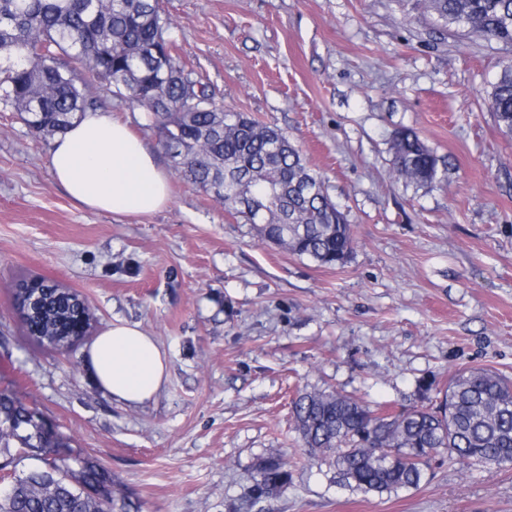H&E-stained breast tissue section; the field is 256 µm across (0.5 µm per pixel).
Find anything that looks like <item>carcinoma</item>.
<instances>
[{"mask_svg": "<svg viewBox=\"0 0 512 512\" xmlns=\"http://www.w3.org/2000/svg\"><path fill=\"white\" fill-rule=\"evenodd\" d=\"M436 23L512 46V0H415ZM161 0H0V107L52 136L97 109L95 86L138 106L175 171L251 223L263 240L321 265L346 262L353 238L324 181L282 131L226 112L178 54ZM491 106L512 135V59L501 64ZM393 175L428 187L440 158L409 130L392 139ZM84 313L71 291L45 295L23 316L28 332L52 348L59 326ZM292 414L311 458L325 457L345 486L362 494L419 487L430 458L512 465V379L485 368L457 371L436 404L382 414L335 390L299 394ZM41 415L0 391V454L18 449L38 465L14 477L0 512H112V475L80 455L64 460L41 433ZM256 497L284 492L288 462L259 464Z\"/></svg>", "mask_w": 512, "mask_h": 512, "instance_id": "cac0c4a2", "label": "carcinoma"}]
</instances>
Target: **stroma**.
<instances>
[{
    "label": "stroma",
    "instance_id": "35a3bbf8",
    "mask_svg": "<svg viewBox=\"0 0 512 512\" xmlns=\"http://www.w3.org/2000/svg\"><path fill=\"white\" fill-rule=\"evenodd\" d=\"M412 4L163 2L216 101L287 133L322 176L351 224L341 265L263 242L173 174L142 110L106 89L100 108L171 173L155 214L72 200L49 171L52 137L0 112V390L111 473L114 512H512V466L444 452L418 488L351 491L307 461L291 417L301 391L335 389L394 415L437 399L464 368L512 378V137L489 99L512 47L448 31ZM401 128L440 157V182L394 179ZM29 280L83 297L92 334L122 320L154 336L169 362L158 394L112 399L84 344L62 353L31 339L15 298ZM272 454L288 459L290 484L250 504Z\"/></svg>",
    "mask_w": 512,
    "mask_h": 512
}]
</instances>
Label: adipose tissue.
Here are the masks:
<instances>
[{
  "label": "adipose tissue",
  "mask_w": 512,
  "mask_h": 512,
  "mask_svg": "<svg viewBox=\"0 0 512 512\" xmlns=\"http://www.w3.org/2000/svg\"><path fill=\"white\" fill-rule=\"evenodd\" d=\"M54 181L85 207L115 216L147 215L169 199L168 178L144 142L106 112H90L50 149ZM96 385L130 406L152 400L168 378V360L137 324L104 328L84 352Z\"/></svg>",
  "instance_id": "adipose-tissue-1"
}]
</instances>
